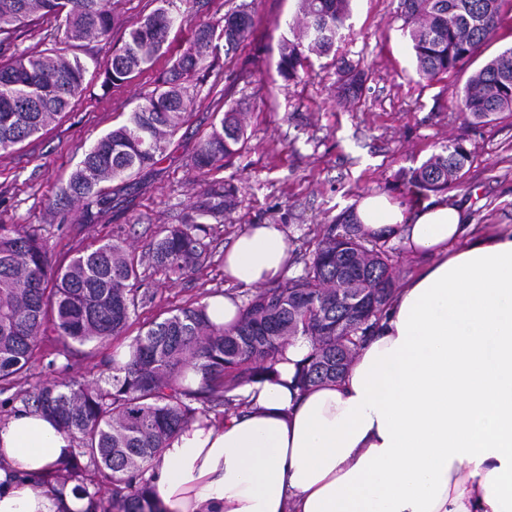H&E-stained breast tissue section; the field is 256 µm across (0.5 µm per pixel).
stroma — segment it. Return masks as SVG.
I'll list each match as a JSON object with an SVG mask.
<instances>
[{
	"mask_svg": "<svg viewBox=\"0 0 512 512\" xmlns=\"http://www.w3.org/2000/svg\"><path fill=\"white\" fill-rule=\"evenodd\" d=\"M241 4L252 15V29L235 53L220 57L216 70L192 85L193 103L168 158L133 178L121 190L120 203L95 222H85L80 204L59 203V189L96 139L123 123L155 88L151 69L121 86L102 88L99 72L110 61L120 31L86 44L90 61L84 90L59 122L41 137L0 152V224L38 229L55 265L93 244L126 240L139 262L143 287L153 297L126 337L77 347L52 367L35 361L16 391L49 380L100 377L103 359L127 347L129 338L166 309L229 290L249 298L251 288L233 286L224 277V251L248 225H282L288 273L294 276L313 249L315 228L353 211L363 195L384 193L413 210L419 201L409 195L407 177L454 140L464 142L470 160L448 197L467 204L475 229L492 225L512 231V114L473 124L459 110V91L469 74L512 47L511 9H504L497 32L463 71L425 81L402 36L400 0H352L334 53L313 58L298 79L287 81L277 62L296 0H183L159 65L187 47L200 23ZM340 57L365 71L357 96L350 99L340 92ZM229 108L243 114L247 139L226 167L199 171L191 158L215 115ZM213 179L237 187V205L213 223L210 258L184 279L173 280L152 264L149 250L165 226L192 214L201 185Z\"/></svg>",
	"mask_w": 512,
	"mask_h": 512,
	"instance_id": "stroma-1",
	"label": "stroma"
}]
</instances>
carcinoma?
I'll return each mask as SVG.
<instances>
[{
    "mask_svg": "<svg viewBox=\"0 0 512 512\" xmlns=\"http://www.w3.org/2000/svg\"><path fill=\"white\" fill-rule=\"evenodd\" d=\"M183 0H158L152 14L125 28L122 46L99 73L102 86H120L152 67L161 55ZM293 38L279 51L278 72L299 77L313 55L330 53L349 18L350 0H297ZM507 0H402L403 34L411 43L420 79L457 71L495 35ZM237 11L200 24L189 45L158 73L154 93L125 122L85 152L60 199L78 202L93 220L112 210L118 196L108 184L150 172L167 157L171 139L187 114L190 83L216 66L218 48L235 51L252 28L251 15L234 23ZM54 20L60 42L72 47L107 37L118 23L111 0H0V151L40 136L83 90L87 63L63 50L18 51L16 42L35 21ZM343 94L355 96L362 76L340 59ZM460 109L486 123L512 112V48L473 72L461 89ZM240 113L228 109L194 155L200 170L222 168L245 141ZM469 151L459 141L441 146L411 171L407 189L417 197L460 182ZM195 214L163 230L151 260L181 279L208 259L210 227L236 204V187L209 182L198 192ZM346 260L348 275L337 271ZM138 263L125 243L103 241L78 251L55 268L41 235L18 224H0V394L27 375L33 362L68 357L72 344H103L122 336L138 309L150 301L140 291ZM388 240L366 234L348 213L315 234L302 272L258 288L244 302L232 327L212 323L206 305L163 311L129 344L125 363L107 362L95 381L43 382L7 403L44 412L72 439L75 450L46 474L48 485H73L90 504L87 512H160L146 473L172 435L223 408L222 419L247 406L234 390L278 376L290 339L304 336L310 352L298 363L300 390L336 381L373 333L395 291ZM369 306L353 315L363 302ZM200 374L185 384L186 371ZM112 474V502L95 487L96 474Z\"/></svg>",
    "mask_w": 512,
    "mask_h": 512,
    "instance_id": "1",
    "label": "carcinoma"
}]
</instances>
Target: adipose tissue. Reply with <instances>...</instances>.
<instances>
[{
    "instance_id": "obj_1",
    "label": "adipose tissue",
    "mask_w": 512,
    "mask_h": 512,
    "mask_svg": "<svg viewBox=\"0 0 512 512\" xmlns=\"http://www.w3.org/2000/svg\"><path fill=\"white\" fill-rule=\"evenodd\" d=\"M355 216L428 264L341 379L296 388L310 350L296 337L277 380L244 388L248 413L174 435L149 472L162 512H512V233L460 244L464 209L442 196L408 212L371 194ZM287 267L278 224L248 226L224 255L251 287ZM72 449L51 416L17 408L0 424V512H86L35 482Z\"/></svg>"
}]
</instances>
